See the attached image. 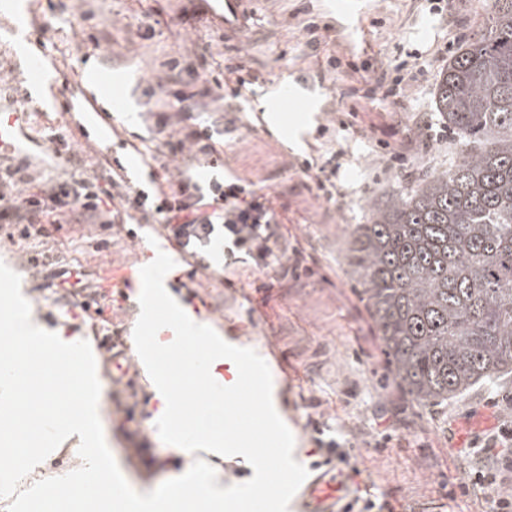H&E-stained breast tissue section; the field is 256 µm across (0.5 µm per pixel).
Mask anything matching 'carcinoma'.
I'll list each match as a JSON object with an SVG mask.
<instances>
[{"instance_id":"obj_1","label":"carcinoma","mask_w":512,"mask_h":512,"mask_svg":"<svg viewBox=\"0 0 512 512\" xmlns=\"http://www.w3.org/2000/svg\"><path fill=\"white\" fill-rule=\"evenodd\" d=\"M434 108L461 159L373 206L348 249L394 379L419 403L512 372V0H493L448 58Z\"/></svg>"}]
</instances>
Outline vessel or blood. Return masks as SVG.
I'll return each mask as SVG.
<instances>
[{"instance_id":"vessel-or-blood-1","label":"vessel or blood","mask_w":512,"mask_h":512,"mask_svg":"<svg viewBox=\"0 0 512 512\" xmlns=\"http://www.w3.org/2000/svg\"><path fill=\"white\" fill-rule=\"evenodd\" d=\"M20 46L30 77L20 91L18 104L0 111V156L24 157L40 149V141L29 131L30 116L52 112L57 99L58 70L53 55L38 39H22ZM104 84L100 74L79 71L76 92L60 117L69 138L94 143L103 155L111 157L115 177L141 195L163 199V180L140 149V136L131 115L104 97ZM245 118L248 127L262 132L283 151L304 152V144L289 138L274 111L252 106ZM262 357L273 376L280 380L290 378V368L275 343L267 344ZM306 496L316 507L329 502L338 504L344 498L334 483L320 477L308 484Z\"/></svg>"}]
</instances>
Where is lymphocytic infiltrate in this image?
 Segmentation results:
<instances>
[{"label":"lymphocytic infiltrate","mask_w":512,"mask_h":512,"mask_svg":"<svg viewBox=\"0 0 512 512\" xmlns=\"http://www.w3.org/2000/svg\"><path fill=\"white\" fill-rule=\"evenodd\" d=\"M17 171L0 169V223L20 225L23 238L45 236L46 225L69 223L74 215L86 216L103 229L124 222V209L140 223L162 226L166 234L187 251L210 249L224 238L229 249L242 253L256 266L279 263L276 252L281 237L270 201L237 181L211 180L200 184L178 178L163 203L139 201L135 192L116 181H103L98 171L31 192L20 189ZM459 488L466 496H484L490 512H512V425L502 426L496 437L474 453L469 474Z\"/></svg>","instance_id":"obj_1"}]
</instances>
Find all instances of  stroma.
<instances>
[{"label": "stroma", "instance_id": "obj_1", "mask_svg": "<svg viewBox=\"0 0 512 512\" xmlns=\"http://www.w3.org/2000/svg\"><path fill=\"white\" fill-rule=\"evenodd\" d=\"M337 4L252 0L248 13L228 24L222 0H0V104L14 101L24 76L18 43L9 33L13 27L29 29L57 58L64 82L60 97L70 96L66 83L75 71L123 76L117 92L132 111L146 155H154L162 140L155 121L165 95L190 93L191 107L217 121L225 163L283 218V247L303 249L314 270L294 282L249 262L231 265L223 281L198 287L196 318L257 350L273 334L296 372L281 401L294 422L297 460L309 474H317L322 457L313 430L318 424L326 437L346 444L348 465L368 475L379 500L399 512H484V500L457 494L464 478L458 465L470 463V448L512 419V375L445 402L413 400L393 377L346 256L351 225L367 223L372 205L416 189L460 159L458 136L434 109V89L457 47L485 27L491 0H353L352 10L362 17L356 29L338 15ZM146 19L155 22L149 36L141 29ZM311 22L320 28L315 49L305 31ZM332 56L389 65L399 82L397 96L356 100L354 79L331 68ZM173 58L195 68L197 79L168 84L166 63ZM211 68L257 77L272 101L284 84L298 87L302 96L289 105L286 121L289 130L305 129L314 167L302 168L294 155L244 125L250 89H240L228 107L199 97L200 77ZM397 144L411 156L407 167L388 160L389 146ZM322 182L335 184L334 197L319 190ZM12 230L0 224V261L20 275L33 323L74 342L119 332L122 360L131 362L140 290L131 283L113 285L112 273L142 268L145 250L128 236L113 238L90 224H50L41 239L16 237ZM33 256L39 267L31 266ZM71 268L99 289L95 313L61 297L51 274ZM227 279L235 289L224 287ZM96 370L103 431L132 488L149 492L198 458L215 468L224 485L250 479L243 458L203 450L187 455L163 443L155 426L154 387L136 382L129 371L113 384V368L101 360ZM127 408L133 411L129 420ZM79 444V436L66 439L23 487L75 470Z\"/></svg>", "mask_w": 512, "mask_h": 512}]
</instances>
